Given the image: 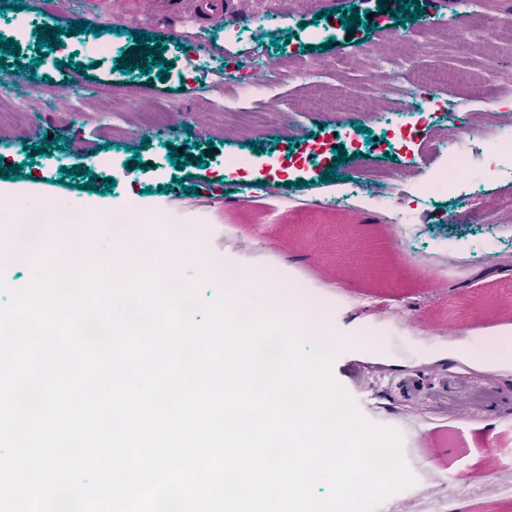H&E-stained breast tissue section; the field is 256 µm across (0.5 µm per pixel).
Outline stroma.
I'll return each instance as SVG.
<instances>
[{
    "label": "stroma",
    "mask_w": 512,
    "mask_h": 512,
    "mask_svg": "<svg viewBox=\"0 0 512 512\" xmlns=\"http://www.w3.org/2000/svg\"><path fill=\"white\" fill-rule=\"evenodd\" d=\"M23 2L24 10L0 13V35L16 38L18 22L44 27L65 11L122 33L108 53L66 35L35 72L0 69V86L29 89L23 109L0 114V157L26 171L15 187H38L51 206L90 201L84 177L73 188L58 183L60 168L83 165L115 180L113 200L201 225L208 259L186 278L267 263L279 287L308 283L331 308L333 378L367 420L400 433L416 478L379 512H415L424 490L442 497L444 512H512V499L488 496L489 485L512 481V266L499 260L512 254V180L502 177L512 158L496 152L512 115L454 109L466 82L512 88V28L487 23L512 19V0H484L479 16L468 0H417L432 35L392 20L399 0H237L208 27L164 0ZM338 7L356 8L359 24L342 28ZM368 17L376 24L369 32ZM136 30L167 46L175 63L167 82L152 86L140 72L115 70V59L135 50ZM174 34L181 47L173 51ZM361 44L368 54L351 56ZM396 55L417 59L422 77L433 79L425 111H397L393 96L377 93L378 63ZM270 58L281 72L276 89L248 83L225 92L224 67L248 70ZM81 64L92 65L91 77L78 72ZM305 66L313 77H302ZM158 110L164 126L142 127V116ZM47 134L63 135L62 150L27 165V146ZM442 139L470 153L477 169L445 194L404 200L406 231L386 223L374 191L347 207L367 173L429 177L440 161L425 154ZM256 143L263 152L253 151ZM173 146L183 157L204 156L206 167L175 171ZM338 147L347 155L341 165ZM132 148L142 168H125ZM330 167L338 181L321 182ZM394 335L416 341L418 355H396ZM492 336L506 348L490 353ZM461 484L470 497L456 495Z\"/></svg>",
    "instance_id": "1"
}]
</instances>
